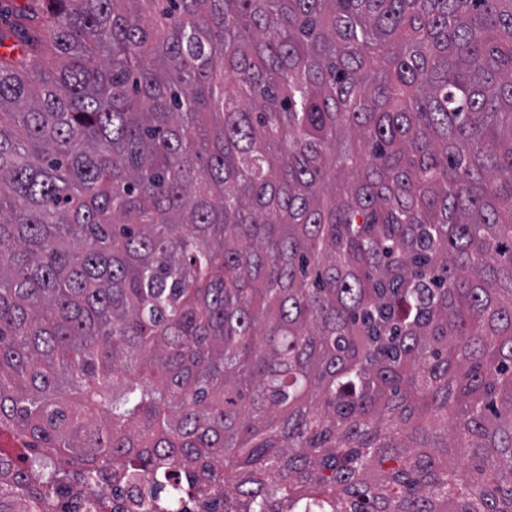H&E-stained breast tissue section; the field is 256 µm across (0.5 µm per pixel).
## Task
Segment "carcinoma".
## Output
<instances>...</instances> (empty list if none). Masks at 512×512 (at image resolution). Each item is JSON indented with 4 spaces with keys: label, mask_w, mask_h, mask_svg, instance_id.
Returning <instances> with one entry per match:
<instances>
[{
    "label": "carcinoma",
    "mask_w": 512,
    "mask_h": 512,
    "mask_svg": "<svg viewBox=\"0 0 512 512\" xmlns=\"http://www.w3.org/2000/svg\"><path fill=\"white\" fill-rule=\"evenodd\" d=\"M0 512H512V0H0ZM104 495L109 502V508L119 507L124 503L127 495V486L99 480L74 486V488H62L54 495L53 511L49 512H93L89 508L92 499ZM183 512H224V499L203 501L195 491H187L183 501Z\"/></svg>",
    "instance_id": "cac0c4a2"
}]
</instances>
